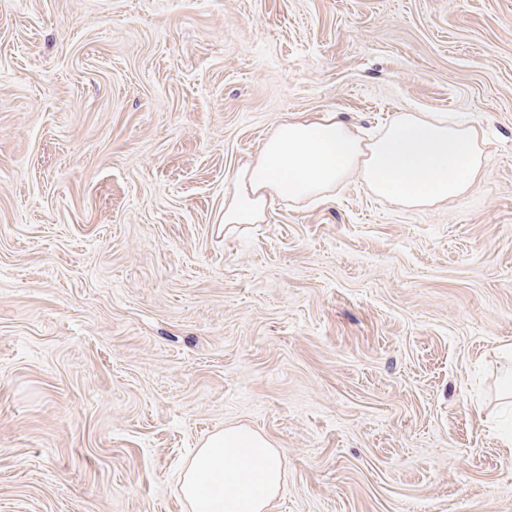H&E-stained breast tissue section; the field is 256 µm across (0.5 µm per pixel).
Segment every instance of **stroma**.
<instances>
[{"label": "stroma", "mask_w": 512, "mask_h": 512, "mask_svg": "<svg viewBox=\"0 0 512 512\" xmlns=\"http://www.w3.org/2000/svg\"><path fill=\"white\" fill-rule=\"evenodd\" d=\"M481 128L407 209L224 223L291 113ZM512 0H0V512H185L224 425L274 512H512Z\"/></svg>", "instance_id": "35a3bbf8"}]
</instances>
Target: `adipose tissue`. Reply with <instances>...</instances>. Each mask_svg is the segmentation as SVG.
I'll use <instances>...</instances> for the list:
<instances>
[{"label":"adipose tissue","instance_id":"1","mask_svg":"<svg viewBox=\"0 0 512 512\" xmlns=\"http://www.w3.org/2000/svg\"><path fill=\"white\" fill-rule=\"evenodd\" d=\"M488 170L476 127L432 112H399L373 137L335 112L288 116L224 198V221L256 224L281 203L325 198L356 177L376 196L433 207L478 187ZM286 477L283 456L262 434L230 425L208 437L180 478L187 512H273Z\"/></svg>","mask_w":512,"mask_h":512}]
</instances>
